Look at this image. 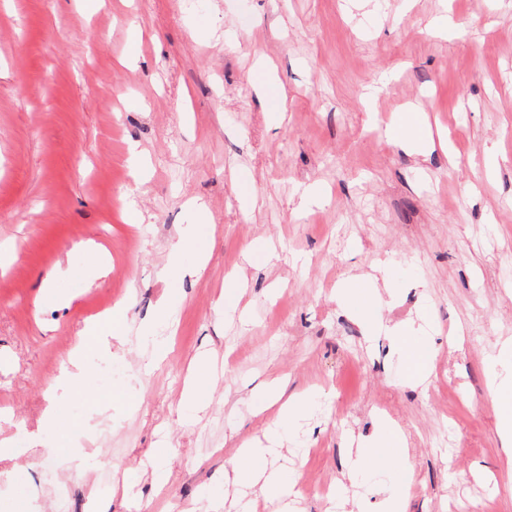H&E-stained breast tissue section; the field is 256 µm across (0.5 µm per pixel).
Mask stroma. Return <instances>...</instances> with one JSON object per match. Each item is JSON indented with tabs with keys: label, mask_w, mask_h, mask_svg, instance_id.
<instances>
[{
	"label": "stroma",
	"mask_w": 512,
	"mask_h": 512,
	"mask_svg": "<svg viewBox=\"0 0 512 512\" xmlns=\"http://www.w3.org/2000/svg\"><path fill=\"white\" fill-rule=\"evenodd\" d=\"M445 14L455 30L429 33ZM376 117L440 144L404 148ZM313 184L325 200L299 211ZM193 200L208 262L162 278ZM0 244L16 254L0 270V512L18 487L29 512H216L238 448L276 426L250 394L281 376L309 404L271 458L304 487L298 512H336L323 488L348 438L385 418L409 441L407 512H512L494 490L512 399L490 394L512 372V0H0ZM105 253L101 285L62 280L69 307L40 302L47 273ZM356 278L380 295L371 337L336 301ZM117 313L133 336L87 348L91 392L63 393L81 331ZM146 327L164 338L148 375ZM203 355L223 371L195 411L183 391Z\"/></svg>",
	"instance_id": "stroma-1"
}]
</instances>
